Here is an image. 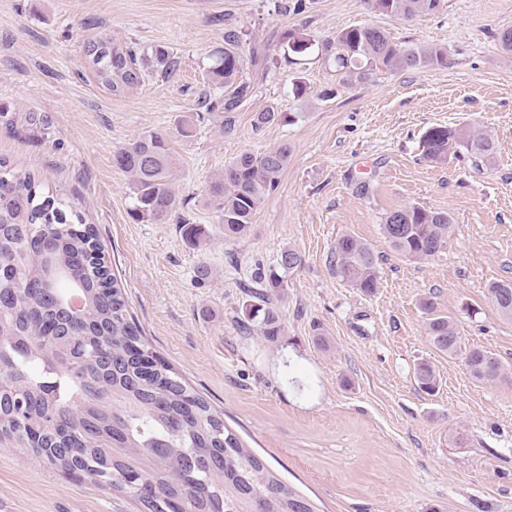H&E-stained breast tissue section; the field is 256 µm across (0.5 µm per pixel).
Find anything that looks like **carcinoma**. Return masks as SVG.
<instances>
[{
  "label": "carcinoma",
  "mask_w": 512,
  "mask_h": 512,
  "mask_svg": "<svg viewBox=\"0 0 512 512\" xmlns=\"http://www.w3.org/2000/svg\"><path fill=\"white\" fill-rule=\"evenodd\" d=\"M385 15L432 14L442 0H368ZM243 33L224 27V51L208 70L224 95L205 101L206 111H237L255 93L239 52ZM290 51L303 54L311 41L289 31ZM346 84L378 71L397 72L448 63L438 45L404 47L377 25L336 32L322 43ZM84 58L96 81L124 96L142 81L145 52L101 33L85 44ZM423 157L440 162L456 146L483 158L494 153L486 133L435 126L421 139ZM288 146L244 153L224 166L209 185V201L224 236L247 235L263 201L288 166ZM114 164L131 176L130 216L164 224L175 212L171 183L174 158L168 139L145 134L119 148ZM452 229L448 213L420 206L386 214L382 230L392 246L414 260L437 254ZM195 246L209 232L181 225ZM336 268L367 295L380 288L378 256L351 236L336 240ZM280 276L269 274L247 318L272 339L281 332L273 296ZM488 292L512 319V283L494 282ZM428 315L431 345L464 360L478 383L512 382V365L482 347H462L455 322ZM419 388L433 392L440 377L416 365ZM0 448H24L58 472L110 486L136 499L144 512H316L313 502L288 484L259 454L247 448L224 414L163 360L130 312L95 225L62 194L32 172L0 159Z\"/></svg>",
  "instance_id": "carcinoma-1"
}]
</instances>
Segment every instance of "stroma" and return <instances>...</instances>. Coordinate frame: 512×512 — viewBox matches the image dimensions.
<instances>
[{
    "instance_id": "35a3bbf8",
    "label": "stroma",
    "mask_w": 512,
    "mask_h": 512,
    "mask_svg": "<svg viewBox=\"0 0 512 512\" xmlns=\"http://www.w3.org/2000/svg\"><path fill=\"white\" fill-rule=\"evenodd\" d=\"M0 0V157L56 186L98 225L133 311L161 357L237 428L319 512H512V384L484 385L460 358L428 341L422 301L451 317L465 345L512 364V320L488 284L512 281V58L496 33L512 29V0H443L409 20L367 0ZM269 53L239 111L214 113L192 136L177 125L216 95L206 71L224 27ZM375 24L405 45L448 50L444 66L343 84L318 49L289 53L298 31L322 40ZM105 32L135 48L164 47L172 73L148 69L115 97L86 68L83 48ZM308 87L292 92L294 78ZM287 121L256 128L266 108ZM232 122L233 133L223 131ZM488 133L490 159L464 148L430 163L432 126ZM164 134L176 158L177 211L166 224L134 222L128 173L114 151ZM287 145L288 167L250 232L225 238L207 202L211 180L243 153ZM445 211L453 231L433 257L410 259L384 238L387 212ZM211 236L188 244L181 223ZM350 235L379 257L381 286L367 295L337 274L333 247ZM292 249L276 301L274 339L245 331L257 273ZM213 275L198 280L200 264ZM327 336L323 349L317 335ZM441 384L422 392L418 362ZM0 512H142L127 494L63 477L16 448L0 450Z\"/></svg>"
}]
</instances>
